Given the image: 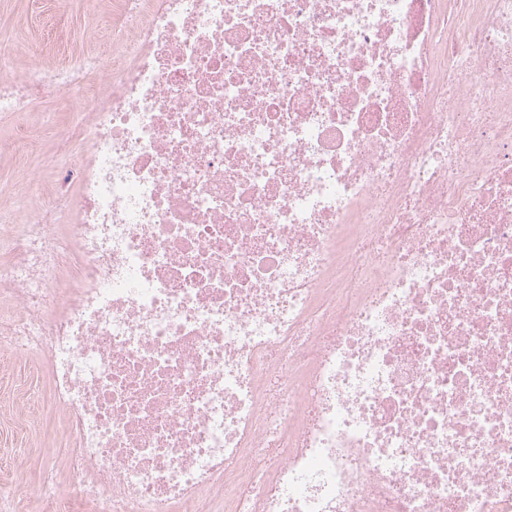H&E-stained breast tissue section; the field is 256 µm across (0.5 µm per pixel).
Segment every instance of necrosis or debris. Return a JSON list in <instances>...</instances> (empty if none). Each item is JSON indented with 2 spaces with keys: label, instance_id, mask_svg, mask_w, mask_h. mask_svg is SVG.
<instances>
[{
  "label": "necrosis or debris",
  "instance_id": "necrosis-or-debris-1",
  "mask_svg": "<svg viewBox=\"0 0 512 512\" xmlns=\"http://www.w3.org/2000/svg\"><path fill=\"white\" fill-rule=\"evenodd\" d=\"M0 220V349L72 446L41 512H512V0H117ZM80 112L62 109L52 96L36 97L29 115L41 143V151L19 162L14 151L0 149V206L6 212L22 215L34 203L32 178L39 172L44 182L52 181L56 174L52 160L63 158L70 151L59 149L57 130L80 118Z\"/></svg>",
  "mask_w": 512,
  "mask_h": 512
}]
</instances>
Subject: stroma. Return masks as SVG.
<instances>
[{"label": "stroma", "instance_id": "35a3bbf8", "mask_svg": "<svg viewBox=\"0 0 512 512\" xmlns=\"http://www.w3.org/2000/svg\"><path fill=\"white\" fill-rule=\"evenodd\" d=\"M112 0H0V31L10 32L17 46L14 70L27 66L38 55L48 66L63 64L68 53L100 58L103 69H111ZM77 113L61 108L51 96L36 97L29 115L41 150L18 161L14 151L0 149V209L23 214L33 204V176L52 181L54 160L63 158L57 142L58 129ZM37 397L40 407L34 417L18 423V389ZM55 410L49 400V378L43 361H18L0 354V480L19 484L32 482L50 464L61 480L69 472L62 464L65 452Z\"/></svg>", "mask_w": 512, "mask_h": 512}]
</instances>
